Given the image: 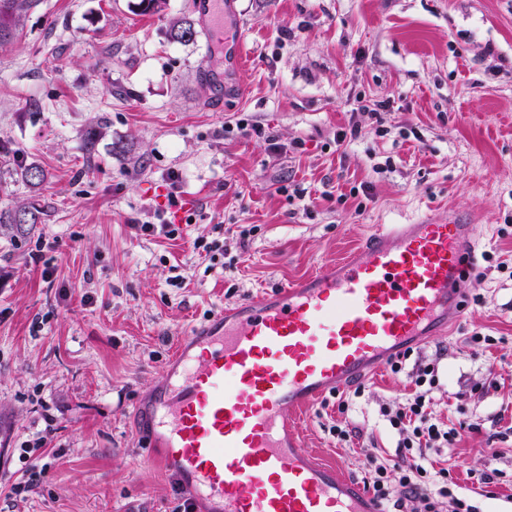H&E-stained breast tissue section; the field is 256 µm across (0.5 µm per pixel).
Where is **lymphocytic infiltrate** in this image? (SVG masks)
<instances>
[{
	"mask_svg": "<svg viewBox=\"0 0 512 512\" xmlns=\"http://www.w3.org/2000/svg\"><path fill=\"white\" fill-rule=\"evenodd\" d=\"M411 356L407 350L390 359L393 372L409 370L415 391L380 410L397 443L392 458L367 462L374 496L390 504L393 512H477L471 499L457 491L450 461L437 466L429 456L430 451L453 448L459 432L431 414L439 386L436 364L415 363Z\"/></svg>",
	"mask_w": 512,
	"mask_h": 512,
	"instance_id": "lymphocytic-infiltrate-1",
	"label": "lymphocytic infiltrate"
}]
</instances>
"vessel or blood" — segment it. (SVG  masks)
Wrapping results in <instances>:
<instances>
[{"instance_id":"vessel-or-blood-1","label":"vessel or blood","mask_w":512,"mask_h":512,"mask_svg":"<svg viewBox=\"0 0 512 512\" xmlns=\"http://www.w3.org/2000/svg\"><path fill=\"white\" fill-rule=\"evenodd\" d=\"M234 0H194L205 33ZM476 225L381 226L336 266L214 315L178 345L138 440L209 512H379L288 428L326 391L461 316Z\"/></svg>"}]
</instances>
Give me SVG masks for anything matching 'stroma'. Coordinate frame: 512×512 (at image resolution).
<instances>
[{
	"instance_id": "35a3bbf8",
	"label": "stroma",
	"mask_w": 512,
	"mask_h": 512,
	"mask_svg": "<svg viewBox=\"0 0 512 512\" xmlns=\"http://www.w3.org/2000/svg\"><path fill=\"white\" fill-rule=\"evenodd\" d=\"M138 3L39 0L0 46V209L46 211L0 234V512H179L186 492L139 445L136 416L177 337L380 225L434 219L480 226V256L462 318L414 354L438 359L433 413L463 430L455 483L500 470L475 503L512 512V0H236L248 63L218 93L199 80L216 64L204 34L172 37L193 0ZM360 102L382 104L378 118ZM241 118L264 137L236 135ZM17 162L45 181H17ZM171 173L191 224L175 240L136 235L143 204L167 209ZM215 239L218 266L194 247ZM477 332L495 345L467 346ZM411 388L384 362L361 394H327L290 422L315 461L361 484L364 452L330 426L392 455L379 408ZM49 425L37 492L5 497Z\"/></svg>"
}]
</instances>
